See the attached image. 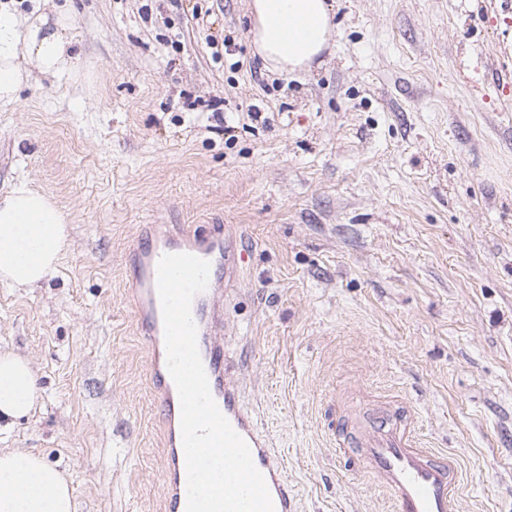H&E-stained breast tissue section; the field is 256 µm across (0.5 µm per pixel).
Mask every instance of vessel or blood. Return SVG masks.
<instances>
[{
    "instance_id": "1",
    "label": "vessel or blood",
    "mask_w": 512,
    "mask_h": 512,
    "mask_svg": "<svg viewBox=\"0 0 512 512\" xmlns=\"http://www.w3.org/2000/svg\"><path fill=\"white\" fill-rule=\"evenodd\" d=\"M189 253L210 262L207 289L191 307L197 346L211 394L233 429L248 443L263 474L275 512H297V495L288 481L283 455L272 446L246 406L236 364L224 348V299L236 278L237 263L224 226L148 225L133 254L130 280L137 294L136 317L147 349L153 388L165 428V512H186L187 475L180 430V403L168 371L157 264L166 254ZM340 451H353L360 466L392 495L396 512H454L460 482L457 460L425 448L406 407L373 415L356 429L332 432Z\"/></svg>"
}]
</instances>
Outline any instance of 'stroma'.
<instances>
[{"instance_id": "1", "label": "stroma", "mask_w": 512, "mask_h": 512, "mask_svg": "<svg viewBox=\"0 0 512 512\" xmlns=\"http://www.w3.org/2000/svg\"><path fill=\"white\" fill-rule=\"evenodd\" d=\"M248 0H47L72 64L0 104V194L64 208L38 288L0 284V350L42 389L0 450L66 476L77 512H162L164 446L127 288L146 224H222L244 399L298 512H395L329 426L410 407L455 453L458 512H512V9L329 0L310 71L268 70Z\"/></svg>"}]
</instances>
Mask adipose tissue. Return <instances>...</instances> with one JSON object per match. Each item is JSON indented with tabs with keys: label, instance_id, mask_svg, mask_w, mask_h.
Masks as SVG:
<instances>
[{
	"label": "adipose tissue",
	"instance_id": "obj_1",
	"mask_svg": "<svg viewBox=\"0 0 512 512\" xmlns=\"http://www.w3.org/2000/svg\"><path fill=\"white\" fill-rule=\"evenodd\" d=\"M251 41L270 70L304 72L328 47L334 24L327 0H250ZM65 15L39 16L20 26L0 11V102L17 99L32 71L55 76L71 61ZM26 56L31 68L20 65ZM67 216L47 193L20 184L0 196V282L36 288L56 271L68 246ZM40 398L30 362L12 352L0 353V430L13 427L34 411ZM0 512H75L65 475L38 455L24 451L0 454Z\"/></svg>",
	"mask_w": 512,
	"mask_h": 512
}]
</instances>
